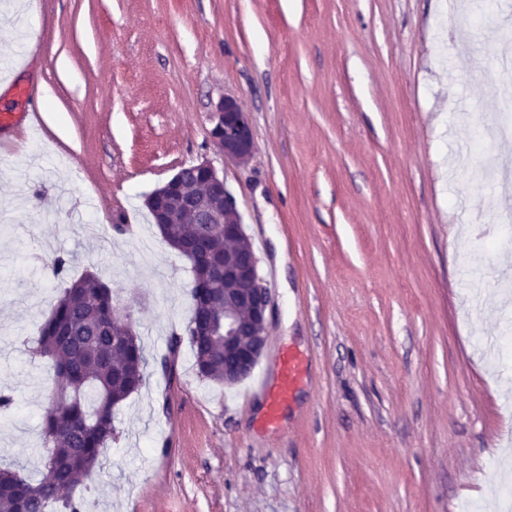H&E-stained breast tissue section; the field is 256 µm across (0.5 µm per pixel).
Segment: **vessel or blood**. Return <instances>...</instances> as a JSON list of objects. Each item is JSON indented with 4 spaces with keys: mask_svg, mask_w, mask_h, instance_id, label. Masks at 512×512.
<instances>
[{
    "mask_svg": "<svg viewBox=\"0 0 512 512\" xmlns=\"http://www.w3.org/2000/svg\"><path fill=\"white\" fill-rule=\"evenodd\" d=\"M37 112L25 114L0 108V134L18 130L24 121H37ZM279 373L276 380L260 378L257 391L265 402L264 421L277 427L308 377V359L304 353L288 348L278 353Z\"/></svg>",
    "mask_w": 512,
    "mask_h": 512,
    "instance_id": "obj_1",
    "label": "vessel or blood"
}]
</instances>
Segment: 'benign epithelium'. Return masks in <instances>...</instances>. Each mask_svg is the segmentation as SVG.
I'll use <instances>...</instances> for the list:
<instances>
[{"label": "benign epithelium", "mask_w": 512, "mask_h": 512, "mask_svg": "<svg viewBox=\"0 0 512 512\" xmlns=\"http://www.w3.org/2000/svg\"><path fill=\"white\" fill-rule=\"evenodd\" d=\"M210 140L224 159L245 164L255 142L251 114L236 99L220 100L214 110ZM156 224H175L184 214L192 224H220L224 243L248 245L249 256L224 254V265L207 267L209 287L198 290L206 307L224 313V385L246 379L263 357L274 303L266 288L236 198L211 163L180 168L145 198Z\"/></svg>", "instance_id": "1"}]
</instances>
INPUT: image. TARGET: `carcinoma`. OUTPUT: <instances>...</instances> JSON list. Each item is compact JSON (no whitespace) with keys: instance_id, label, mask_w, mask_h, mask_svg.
I'll return each mask as SVG.
<instances>
[{"instance_id":"obj_1","label":"carcinoma","mask_w":512,"mask_h":512,"mask_svg":"<svg viewBox=\"0 0 512 512\" xmlns=\"http://www.w3.org/2000/svg\"><path fill=\"white\" fill-rule=\"evenodd\" d=\"M211 224H167L160 230L171 247ZM112 291L87 273L64 289L33 338V354L48 361L51 403L43 415L41 478L32 481L0 470V512H82L73 496L88 478L115 433L116 407L143 384L147 359L139 336L112 330ZM208 315L193 304L191 321ZM210 316V315H208ZM210 335L186 336L200 376L223 381L224 314L210 316Z\"/></svg>"}]
</instances>
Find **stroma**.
Returning a JSON list of instances; mask_svg holds the SVG:
<instances>
[{
    "label": "stroma",
    "mask_w": 512,
    "mask_h": 512,
    "mask_svg": "<svg viewBox=\"0 0 512 512\" xmlns=\"http://www.w3.org/2000/svg\"><path fill=\"white\" fill-rule=\"evenodd\" d=\"M0 82L48 94L0 157V468L37 478L51 390L32 337L67 280L96 274L148 359L116 438L74 496L84 512H497L512 490V198L458 156L512 99V0H0ZM253 119L247 165L211 144L213 108ZM210 161L237 199L275 298L267 349L227 387L182 343L190 263L144 204ZM127 220L134 229L115 230ZM69 258L65 278L48 266ZM309 380L280 428L257 377L277 347Z\"/></svg>",
    "instance_id": "obj_1"
}]
</instances>
